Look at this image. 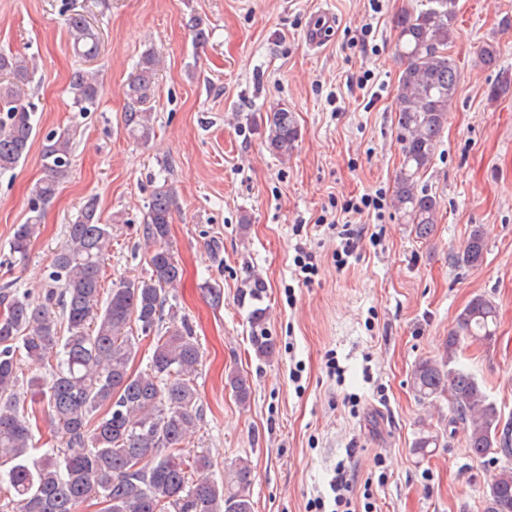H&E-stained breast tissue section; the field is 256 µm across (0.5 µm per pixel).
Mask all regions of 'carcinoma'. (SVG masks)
Masks as SVG:
<instances>
[{
    "mask_svg": "<svg viewBox=\"0 0 512 512\" xmlns=\"http://www.w3.org/2000/svg\"><path fill=\"white\" fill-rule=\"evenodd\" d=\"M456 19L455 0H428L427 8L397 18L395 54L404 61L399 80V125L403 162L393 203L417 235L429 237L438 221V199L418 189L448 117L460 73L448 54ZM73 51L92 59L99 53L97 29L81 14L65 21ZM188 27L197 44L209 39V25L193 15ZM33 69L17 54L0 53V173L25 160L35 136L33 106L25 87ZM156 55L145 50L130 78L123 115L132 137L148 141L153 132L151 94ZM94 72L76 71L68 92L73 107L87 112L98 104ZM298 126L284 108L270 114L265 144L275 157L292 154ZM73 134L64 129L48 139L42 152L46 176L32 188L31 215L17 225L10 249L25 257L39 235L44 206L51 203L70 165ZM172 219L169 190L160 188L144 218L143 237L150 247V271L112 286L101 300V266L112 242L114 225L103 221L98 202L90 198L72 224L65 245L56 253L51 285L43 302L8 289L0 291V512H79L92 500L106 503L101 512H253L252 467L239 459L219 484L204 474L206 455L193 458L185 448L199 426L194 377L201 352L185 317L167 304L181 269L167 240ZM481 230L471 233L458 260L469 267L484 258ZM265 310L253 309L251 342L257 356L271 358L275 343L265 334ZM445 355L417 363L411 384L419 400L446 396L453 422L463 426L469 455H512V431L502 424L496 404L468 371L458 367L463 340L491 342L497 308L484 295L473 297L456 318ZM153 337L149 370L135 372L138 337L133 326ZM56 361L51 379L38 373L26 380L29 398L19 396V373L25 361ZM227 385L241 404L252 390L238 373ZM47 403L65 446L42 450L33 443L31 419ZM195 469L197 476L188 477ZM483 512H512V467L504 465L482 494Z\"/></svg>",
    "mask_w": 512,
    "mask_h": 512,
    "instance_id": "cac0c4a2",
    "label": "carcinoma"
}]
</instances>
